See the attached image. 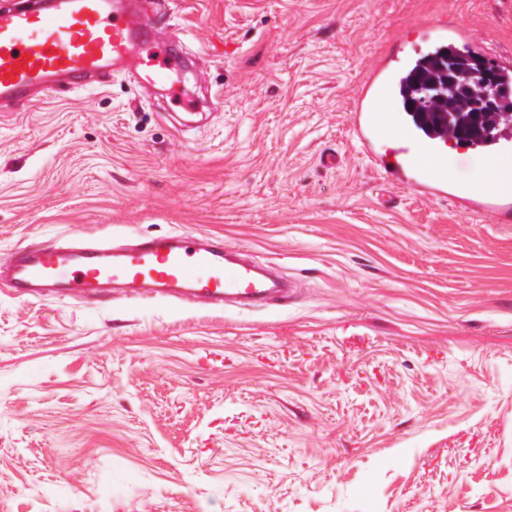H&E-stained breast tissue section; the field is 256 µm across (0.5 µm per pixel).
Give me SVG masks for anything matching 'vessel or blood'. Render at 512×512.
Listing matches in <instances>:
<instances>
[{
	"label": "vessel or blood",
	"instance_id": "1",
	"mask_svg": "<svg viewBox=\"0 0 512 512\" xmlns=\"http://www.w3.org/2000/svg\"><path fill=\"white\" fill-rule=\"evenodd\" d=\"M141 0H27L0 9V107H34L49 93L102 86L112 75H132L144 87L165 81L185 58L156 31ZM396 81L374 69L356 99L352 128L373 167L389 182L412 186L421 197L448 191L444 139L422 132L407 115L382 112L380 101ZM384 141V152L375 143ZM512 146L485 153V176L458 187V195L483 211L512 210ZM0 281L32 299H84L116 291L214 308L266 307L288 301L296 288L272 266L241 258L219 236L182 232L144 238L122 249L110 240L77 238L20 248L0 262Z\"/></svg>",
	"mask_w": 512,
	"mask_h": 512
}]
</instances>
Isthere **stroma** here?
Instances as JSON below:
<instances>
[{
    "instance_id": "obj_1",
    "label": "stroma",
    "mask_w": 512,
    "mask_h": 512,
    "mask_svg": "<svg viewBox=\"0 0 512 512\" xmlns=\"http://www.w3.org/2000/svg\"><path fill=\"white\" fill-rule=\"evenodd\" d=\"M168 84L0 112V258L223 237L295 281L210 309L0 284V512H512V221L390 185L350 109L386 58L512 55V0H166ZM341 165L322 167L324 151Z\"/></svg>"
}]
</instances>
